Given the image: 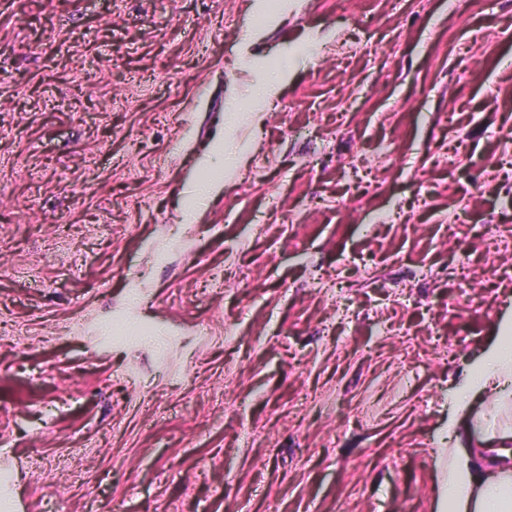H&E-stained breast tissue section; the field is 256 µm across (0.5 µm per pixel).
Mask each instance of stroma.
<instances>
[{
	"instance_id": "stroma-1",
	"label": "stroma",
	"mask_w": 512,
	"mask_h": 512,
	"mask_svg": "<svg viewBox=\"0 0 512 512\" xmlns=\"http://www.w3.org/2000/svg\"><path fill=\"white\" fill-rule=\"evenodd\" d=\"M256 2L0 0V512H442L490 439L512 0Z\"/></svg>"
}]
</instances>
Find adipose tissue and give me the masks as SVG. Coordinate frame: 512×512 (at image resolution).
<instances>
[{
    "instance_id": "1",
    "label": "adipose tissue",
    "mask_w": 512,
    "mask_h": 512,
    "mask_svg": "<svg viewBox=\"0 0 512 512\" xmlns=\"http://www.w3.org/2000/svg\"><path fill=\"white\" fill-rule=\"evenodd\" d=\"M473 391L495 398L498 416L512 415V327L504 326L483 368L469 376ZM448 512H512V449L499 446L488 473L477 474L457 451L448 453Z\"/></svg>"
}]
</instances>
